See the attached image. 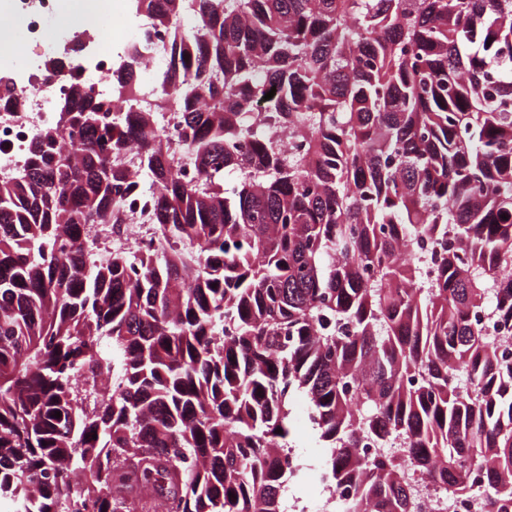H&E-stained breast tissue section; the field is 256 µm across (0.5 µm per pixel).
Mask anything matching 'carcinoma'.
Wrapping results in <instances>:
<instances>
[{
    "label": "carcinoma",
    "mask_w": 512,
    "mask_h": 512,
    "mask_svg": "<svg viewBox=\"0 0 512 512\" xmlns=\"http://www.w3.org/2000/svg\"><path fill=\"white\" fill-rule=\"evenodd\" d=\"M130 4L153 96L71 83L0 179V500L284 512L301 393L343 512H512V0ZM123 23L126 26H132L135 29V39L141 40L144 44V50L142 53L143 61L144 59H148L149 62L147 64H150L155 68L162 58L159 51V45L162 40L166 39L164 32L160 31L158 32L159 34H157V32L152 30L149 25L135 19L130 14L125 16ZM128 222L125 224V234L119 241H112V235L101 230V227L83 229L80 242L86 252L92 257L99 258V262H105L112 253L115 245L121 248H132L139 254H146L155 250L157 241L154 235V224L150 219L149 211H143L139 207L130 212Z\"/></svg>",
    "instance_id": "carcinoma-1"
}]
</instances>
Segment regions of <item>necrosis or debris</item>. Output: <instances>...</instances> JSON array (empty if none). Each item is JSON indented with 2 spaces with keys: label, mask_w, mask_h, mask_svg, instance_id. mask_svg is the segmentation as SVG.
I'll return each mask as SVG.
<instances>
[{
  "label": "necrosis or debris",
  "mask_w": 512,
  "mask_h": 512,
  "mask_svg": "<svg viewBox=\"0 0 512 512\" xmlns=\"http://www.w3.org/2000/svg\"><path fill=\"white\" fill-rule=\"evenodd\" d=\"M58 2L9 0L10 12L24 18L26 33L20 64L8 72L6 86L0 89V175L22 166L39 127L66 103L71 82H84L98 96L112 92L108 77L121 62L123 44L99 30L88 29L82 36L84 54L79 61H72L69 39L46 36V22L56 12ZM51 55L62 60L61 72L42 68L44 57ZM80 241L86 252L102 261L109 258L116 244L141 254L154 251L157 245L150 215L140 209L131 212L120 241H113L98 227L83 229Z\"/></svg>",
  "instance_id": "4bbe7bcc"
}]
</instances>
